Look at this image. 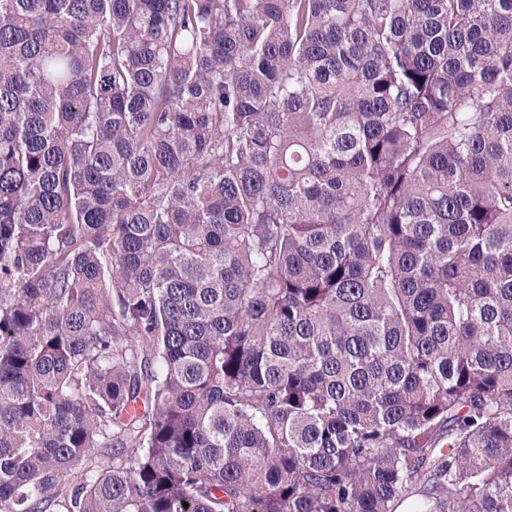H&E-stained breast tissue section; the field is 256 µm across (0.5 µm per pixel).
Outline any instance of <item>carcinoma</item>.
<instances>
[{"label":"carcinoma","instance_id":"carcinoma-1","mask_svg":"<svg viewBox=\"0 0 512 512\" xmlns=\"http://www.w3.org/2000/svg\"><path fill=\"white\" fill-rule=\"evenodd\" d=\"M406 502L512 512V0H0V512Z\"/></svg>","mask_w":512,"mask_h":512}]
</instances>
